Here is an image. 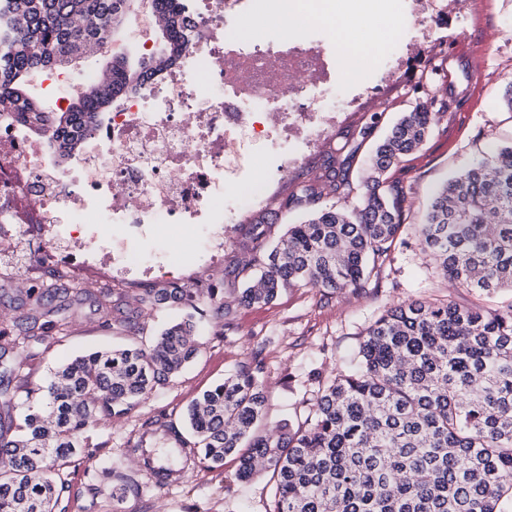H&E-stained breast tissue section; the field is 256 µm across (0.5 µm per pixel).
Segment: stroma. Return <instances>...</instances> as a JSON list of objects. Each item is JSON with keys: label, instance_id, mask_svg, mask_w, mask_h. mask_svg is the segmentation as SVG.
I'll use <instances>...</instances> for the list:
<instances>
[{"label": "stroma", "instance_id": "1", "mask_svg": "<svg viewBox=\"0 0 512 512\" xmlns=\"http://www.w3.org/2000/svg\"><path fill=\"white\" fill-rule=\"evenodd\" d=\"M410 0H390L388 11H366L367 0H349L348 11H365L369 21L390 22L388 41L404 50L403 30ZM128 14L114 35L108 51L80 56L67 63L72 74L88 68L106 70L113 57H127L137 64L138 55H127V33L135 21ZM433 42L440 51L435 60L414 62L403 88L385 82L384 63L362 69L363 86L373 88L364 107L340 116L331 136L295 167L279 171L251 165L249 177L265 181L269 192L256 204L251 216L225 225L224 250L213 256L209 239L213 228L201 225L185 257L174 258L168 244L178 237L175 228L159 234L158 254L141 255L136 264L109 274L77 266L59 276L44 255L65 247V239L53 236L42 224H0V328L12 326L20 316L19 305L27 288L51 284L58 288H91L103 293L112 307L111 320L95 311L93 301L73 304L66 326L48 333L42 343L19 348L9 391L23 400L27 391L43 385L51 370L86 352L112 346L142 345L168 323L182 319L194 308L204 310L198 324L200 349L196 358L163 386L149 394L129 415L107 418L96 426L105 446L92 459L69 467V512H273L275 480L264 471L251 480L236 478L238 463L227 457L223 465L199 463L176 481L160 487L138 456L127 454L126 442L142 424L159 417L171 421L177 434L186 435L183 415L203 392L223 381L238 365L259 359L264 363L265 416L262 427L288 425L297 428L305 420V403L313 402L319 388L346 370L366 329L390 308L415 300L452 299L462 306L497 307L511 299L502 291L487 298L450 284L417 239L430 198L448 179L480 160L488 146L512 143V112L501 100L512 84V71L502 72L503 59L512 60V0H454L445 27L435 29ZM434 101L442 118L421 147L404 156L387 173V183L400 194L403 210L400 243L380 268L365 292L344 289L325 296L307 285L283 291L269 305H243L245 281L255 274L253 258L269 248L287 225L304 220L311 208L290 203L301 182L324 172L328 159L346 163L352 191L340 204H357L375 146L391 126L416 101ZM371 130L363 143L352 134L363 125ZM278 215L254 238V221L268 212ZM187 285L215 289L223 298L225 314L215 313L207 301L198 306L161 303L138 304L145 288ZM131 320L133 330L112 329V321ZM134 476L139 486L130 490L120 506L109 497L112 483Z\"/></svg>", "mask_w": 512, "mask_h": 512}]
</instances>
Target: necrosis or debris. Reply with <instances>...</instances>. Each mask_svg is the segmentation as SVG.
Returning a JSON list of instances; mask_svg holds the SVG:
<instances>
[{
	"instance_id": "1",
	"label": "necrosis or debris",
	"mask_w": 512,
	"mask_h": 512,
	"mask_svg": "<svg viewBox=\"0 0 512 512\" xmlns=\"http://www.w3.org/2000/svg\"><path fill=\"white\" fill-rule=\"evenodd\" d=\"M183 0L196 22L189 49L169 69L98 114L68 166L28 124L0 118L1 224H19L36 199V223L129 227L128 252L142 251L157 224H220L236 217L224 199L247 180L244 142L267 154L329 136L341 57L321 37L313 0ZM282 14L294 32L245 43L224 36L242 20Z\"/></svg>"
}]
</instances>
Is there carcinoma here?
I'll list each match as a JSON object with an SVG mask.
<instances>
[{"mask_svg":"<svg viewBox=\"0 0 512 512\" xmlns=\"http://www.w3.org/2000/svg\"><path fill=\"white\" fill-rule=\"evenodd\" d=\"M109 0H0V116L32 119L61 159L93 129L114 99L138 90L189 48L191 21L181 0H153L162 54L128 66L112 62L65 112L42 109L26 78L115 35ZM440 113L422 102L404 113L370 158L365 192L350 209L325 205L257 258L259 272L241 302L269 304L299 283L330 293L362 291L396 247L402 221L384 175L419 148ZM350 188L348 170L328 166L291 202L313 204ZM420 243L448 280L478 293L512 291V146H493L434 194ZM20 336L0 330V404L14 435L0 434V512H66L63 471L103 444L93 431L105 416L128 415L155 385L198 353L194 324L176 322L139 348H112L57 366L38 395L7 393L14 348L40 343L62 310L36 288ZM187 286L147 290L141 304L192 302ZM261 364L244 363L188 409L191 438L178 437L183 466L198 454L214 465L239 454L237 477H275L273 512H512V300L495 309L414 301L391 308L368 329L347 371L317 394L303 426L277 437L257 431L266 398ZM172 430L142 424L128 452L152 470L148 441Z\"/></svg>","mask_w":512,"mask_h":512,"instance_id":"cac0c4a2","label":"carcinoma"}]
</instances>
